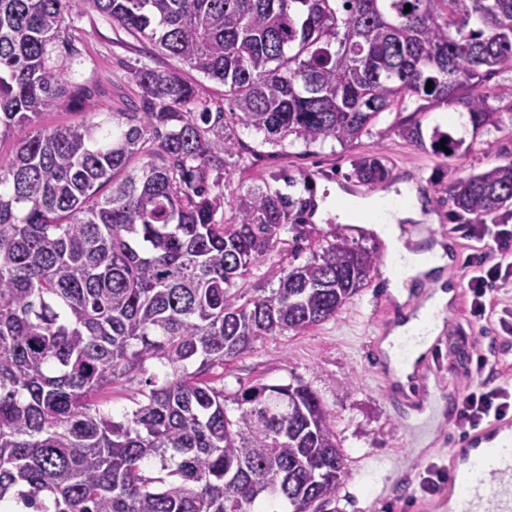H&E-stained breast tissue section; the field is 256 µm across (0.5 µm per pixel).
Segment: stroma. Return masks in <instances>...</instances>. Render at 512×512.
<instances>
[{"label":"stroma","instance_id":"1","mask_svg":"<svg viewBox=\"0 0 512 512\" xmlns=\"http://www.w3.org/2000/svg\"><path fill=\"white\" fill-rule=\"evenodd\" d=\"M79 62L71 78L90 92L92 103L110 112L129 111L140 93L131 82L132 68L146 65L162 69L170 58L127 32L112 27L94 12L66 20ZM495 102L489 124L472 130L469 124L447 121L446 105L423 112H382L368 133L347 144L328 140L311 145L287 137L272 145L262 133L244 126L227 127L238 140V152L227 156L224 200L232 202L253 188H274L288 200V222L280 232L281 249L271 252L253 269L251 285L265 282L281 262L301 266L319 245L344 233L354 244L375 252L380 265L368 285L336 316L300 333L268 336L224 368L214 369L226 392L258 383H297L310 386L333 412L336 442L342 449L348 475L326 512H450L451 489L423 494L419 478L428 465H461L469 448L479 441L476 431L455 426L457 402L466 384L465 369L478 355L493 360L491 384L512 377V331L497 319L474 322L469 315L463 263L481 255L482 242L456 232L459 223L472 224V215H457L443 201L438 188L497 165L512 153V73L493 77ZM420 124L423 139L415 141L404 129ZM441 130L465 143L452 157L437 155L432 133ZM379 156L389 171L378 192L391 191L402 181L414 183L427 213L435 222L406 224L402 233L411 248L435 242L446 247L450 262L409 289L398 301L388 286L383 266L390 260L384 241L366 224L340 222L335 212L314 221L317 195H329L340 186L368 194L353 175L355 160ZM450 286L454 295L442 318L443 329L422 360L410 388L394 381L381 348L385 336L415 315L437 283Z\"/></svg>","mask_w":512,"mask_h":512}]
</instances>
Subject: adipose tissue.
<instances>
[{"label":"adipose tissue","instance_id":"adipose-tissue-1","mask_svg":"<svg viewBox=\"0 0 512 512\" xmlns=\"http://www.w3.org/2000/svg\"><path fill=\"white\" fill-rule=\"evenodd\" d=\"M398 202L385 196L360 197L344 189H336L326 199V207L335 209L345 222L371 224L388 244L391 255L398 261L396 272L389 274V286L397 298H404L406 290L419 275L443 267L449 256L441 244L421 250H411L401 235V224L422 218V204L417 189L400 183ZM453 296L452 291L437 289L425 306L386 336L381 347L388 354L395 380L408 383L415 363L431 346L441 329L440 318Z\"/></svg>","mask_w":512,"mask_h":512}]
</instances>
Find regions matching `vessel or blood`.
Returning <instances> with one entry per match:
<instances>
[{
    "label": "vessel or blood",
    "instance_id": "1",
    "mask_svg": "<svg viewBox=\"0 0 512 512\" xmlns=\"http://www.w3.org/2000/svg\"><path fill=\"white\" fill-rule=\"evenodd\" d=\"M449 483L462 492L463 512H512V449L478 461L467 475L452 473Z\"/></svg>",
    "mask_w": 512,
    "mask_h": 512
}]
</instances>
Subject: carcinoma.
<instances>
[{
    "instance_id": "obj_1",
    "label": "carcinoma",
    "mask_w": 512,
    "mask_h": 512,
    "mask_svg": "<svg viewBox=\"0 0 512 512\" xmlns=\"http://www.w3.org/2000/svg\"><path fill=\"white\" fill-rule=\"evenodd\" d=\"M88 5L223 84L229 111H191L195 84L143 66L131 111L43 126L88 93L53 58L64 16ZM505 72L512 0H0V140L29 129L0 158V512H324L346 458L320 396L300 382L228 394L208 375L336 317L377 258L338 236L248 287L288 207L260 189L216 219L234 149L216 130L345 143L425 101L476 132ZM432 144L446 157L463 140L436 128ZM354 175L388 172L371 156ZM448 197L477 216L511 208L512 159ZM121 382L138 392L117 419L102 395Z\"/></svg>"
}]
</instances>
